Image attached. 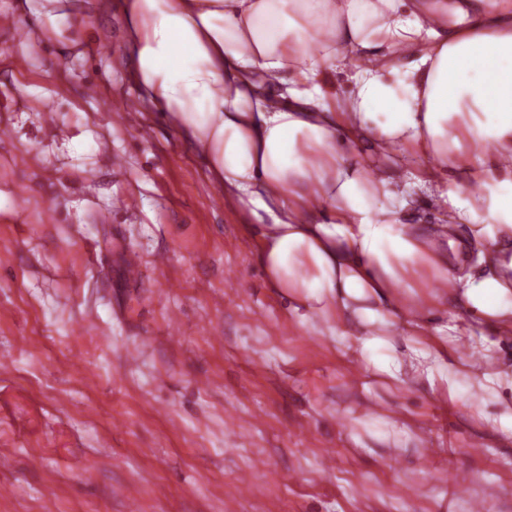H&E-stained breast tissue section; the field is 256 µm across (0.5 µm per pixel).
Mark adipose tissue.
Returning <instances> with one entry per match:
<instances>
[{
	"mask_svg": "<svg viewBox=\"0 0 512 512\" xmlns=\"http://www.w3.org/2000/svg\"><path fill=\"white\" fill-rule=\"evenodd\" d=\"M123 13L139 99L255 218L257 259L293 311L326 314L389 382L453 389L444 326L400 302L440 278L471 329L463 406L512 395L494 358L512 338V0H124ZM401 151L425 166L395 178ZM411 186L440 223L403 221ZM470 243L474 264L449 262ZM425 330L432 345L414 341Z\"/></svg>",
	"mask_w": 512,
	"mask_h": 512,
	"instance_id": "ef3b65f1",
	"label": "adipose tissue"
}]
</instances>
